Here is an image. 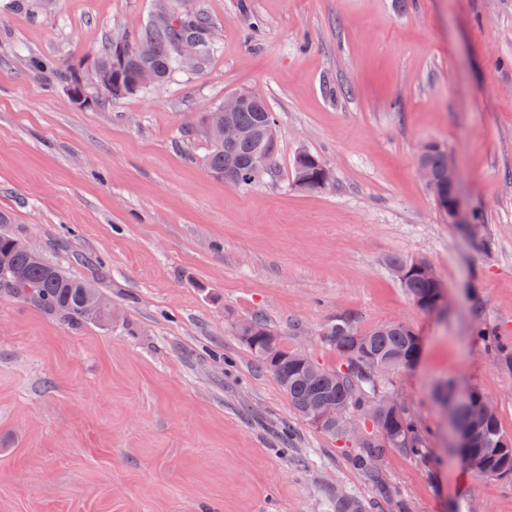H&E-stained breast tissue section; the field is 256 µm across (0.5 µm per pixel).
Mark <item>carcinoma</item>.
Wrapping results in <instances>:
<instances>
[{
	"label": "carcinoma",
	"mask_w": 512,
	"mask_h": 512,
	"mask_svg": "<svg viewBox=\"0 0 512 512\" xmlns=\"http://www.w3.org/2000/svg\"><path fill=\"white\" fill-rule=\"evenodd\" d=\"M209 27L207 17L193 10L183 9L180 16L166 27L148 23L135 38L113 39L101 46L97 53L100 64L112 68V89H101L100 99L117 102L136 95L142 88L135 86L139 64L138 46L150 44L155 54L151 65L166 82L175 72L181 70L176 46L187 35L201 36ZM63 83L76 89H83L82 76L70 65L54 64ZM232 120L250 132L232 148L224 147V142L214 134H209L211 149L206 157L209 172L218 179L233 185H249L262 173L253 165L258 153H265L267 161H272L277 150V118L268 106L255 107L245 103L242 109L232 113ZM420 161L437 174L444 169L443 150L430 146L424 149ZM327 172L321 159L308 151H301L293 161V176L297 186L303 189L320 188L319 179ZM22 269L25 277L15 279L11 270ZM402 288L416 305L425 310L434 301L437 291L434 285L420 274L400 281ZM93 291L86 282L64 274L44 256L32 258L18 240L0 235V294L20 299L40 310L59 317L72 327H80L91 322L85 314L83 300ZM254 323V335L260 340L247 344L257 357L260 366L272 371L268 354L280 358L281 369L288 374V382L278 381V385L288 397L291 408L303 418H308L305 403L315 397L334 398L345 404L352 412L363 417L370 416L369 407L383 388L362 368L354 346L362 342L377 359L388 364L391 371L405 370L416 363L419 349L416 346L411 327L406 324L388 323L360 332L350 323L340 320L332 325L327 333V342L342 357V363L328 369L316 366L317 374L307 375L301 369L292 352L288 351L266 325L262 317L250 318ZM376 432L358 440L357 461L371 476L378 475L374 459L379 458L387 448H397L413 457L426 459L431 456L426 435L421 430L416 417L411 412L396 421H375ZM507 438L503 431L497 409H492L488 429L473 439L472 446L465 452L498 472L502 477L512 476V446L500 448V440ZM372 506L351 496H336V512H369Z\"/></svg>",
	"instance_id": "1"
}]
</instances>
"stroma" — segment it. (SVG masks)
Segmentation results:
<instances>
[{"mask_svg":"<svg viewBox=\"0 0 512 512\" xmlns=\"http://www.w3.org/2000/svg\"><path fill=\"white\" fill-rule=\"evenodd\" d=\"M0 0V233L104 294L110 319L72 328L0 295V512H335L337 490L394 512H512V479L466 470L433 393L456 382L512 435V0H189L208 59L102 108L108 39L156 0ZM62 60L88 106L38 71ZM242 88L278 121L266 174L210 175L194 121ZM451 152L463 223L418 171ZM331 174L299 188L298 151ZM424 259L447 308H419L391 258ZM262 314L288 350L337 367L325 338L404 322L416 366L391 372L436 460L389 448L378 477L355 443L299 417L235 333Z\"/></svg>","mask_w":512,"mask_h":512,"instance_id":"stroma-1","label":"stroma"}]
</instances>
